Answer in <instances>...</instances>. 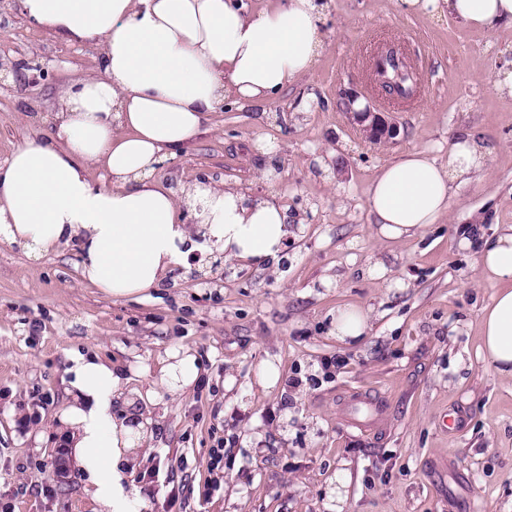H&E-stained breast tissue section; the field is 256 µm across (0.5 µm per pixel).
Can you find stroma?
I'll return each instance as SVG.
<instances>
[{"instance_id":"1","label":"stroma","mask_w":512,"mask_h":512,"mask_svg":"<svg viewBox=\"0 0 512 512\" xmlns=\"http://www.w3.org/2000/svg\"><path fill=\"white\" fill-rule=\"evenodd\" d=\"M315 73L259 104L224 103L212 129L161 170L272 196L296 232L271 268L176 270L138 298L106 300L78 276L69 248L31 260L0 245V512H94L87 475L52 473L67 434L66 370L91 350L125 379L112 410L150 433L122 465L134 512H512V378L480 354V321L498 290L481 278L461 230L512 228V25L487 33L397 0H335ZM406 52L417 93L374 90L371 62ZM101 46L67 44L0 0V58H38L45 74L0 79V163L51 112L64 84L93 74ZM399 128L384 147L346 115L351 92ZM477 139L488 168L457 187L442 223L400 240L376 236L366 189L401 153L445 156ZM368 311L365 334L340 341L337 309ZM189 352L198 378L162 382ZM345 357L346 366L325 368ZM381 401L376 427L344 419L349 397ZM222 457L208 468L212 453ZM158 473L149 482V473ZM211 492H204L205 483Z\"/></svg>"}]
</instances>
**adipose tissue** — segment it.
Segmentation results:
<instances>
[{"label": "adipose tissue", "instance_id": "1", "mask_svg": "<svg viewBox=\"0 0 512 512\" xmlns=\"http://www.w3.org/2000/svg\"><path fill=\"white\" fill-rule=\"evenodd\" d=\"M398 2L489 32L512 23V0ZM331 3L277 0L256 12L243 0H22L31 22L68 44H100L102 55L0 163V243L34 260L77 247L82 277L110 300L160 287L199 255L277 260L291 234L277 201L206 180L175 188L159 170L225 100L266 102L312 75ZM486 163L464 140L443 159L413 150L386 164L366 191L377 235L398 240L440 223L454 182ZM93 167L102 184L90 181ZM479 272L499 286L482 315L481 349L512 378V232L486 243ZM67 374L70 460L89 474L98 512H130L120 465L145 428L113 415L121 377L111 363L77 353Z\"/></svg>", "mask_w": 512, "mask_h": 512}]
</instances>
